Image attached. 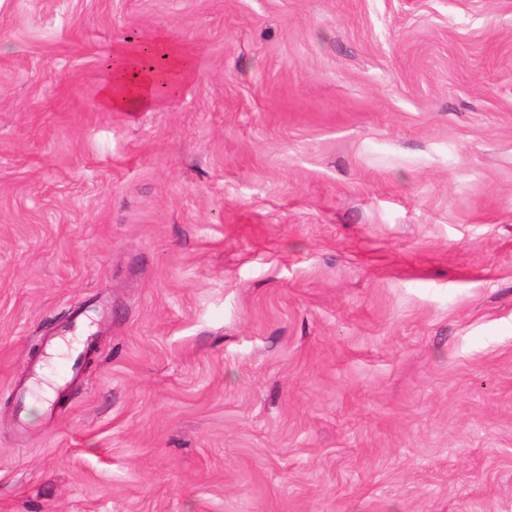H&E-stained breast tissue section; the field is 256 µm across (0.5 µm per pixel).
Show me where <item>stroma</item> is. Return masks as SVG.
<instances>
[{
  "instance_id": "1",
  "label": "stroma",
  "mask_w": 512,
  "mask_h": 512,
  "mask_svg": "<svg viewBox=\"0 0 512 512\" xmlns=\"http://www.w3.org/2000/svg\"><path fill=\"white\" fill-rule=\"evenodd\" d=\"M0 512H512V0H0ZM154 56L161 65L144 67L142 57ZM111 74L98 90L103 109L107 112H142L155 105L158 94L172 90L176 79L188 72L190 59L174 46L156 42L135 53L120 48L107 57Z\"/></svg>"
}]
</instances>
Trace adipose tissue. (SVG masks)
I'll return each instance as SVG.
<instances>
[{"mask_svg": "<svg viewBox=\"0 0 512 512\" xmlns=\"http://www.w3.org/2000/svg\"><path fill=\"white\" fill-rule=\"evenodd\" d=\"M108 60L111 77L98 90L108 112H141L154 106L159 93L172 90L190 68L185 54L160 41L137 52L119 49Z\"/></svg>", "mask_w": 512, "mask_h": 512, "instance_id": "adipose-tissue-1", "label": "adipose tissue"}]
</instances>
